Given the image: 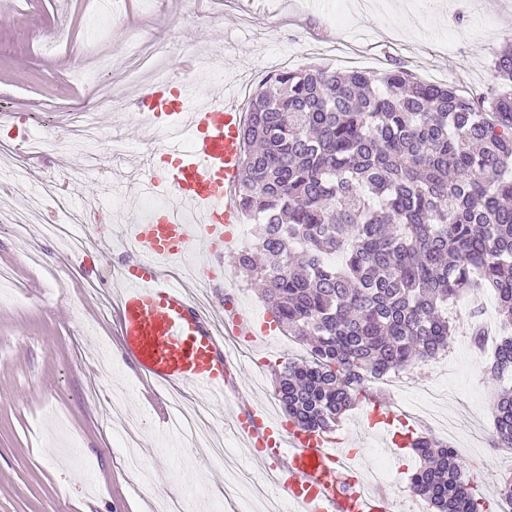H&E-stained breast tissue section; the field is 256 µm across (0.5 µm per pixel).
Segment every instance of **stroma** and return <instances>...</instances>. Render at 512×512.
<instances>
[{"instance_id":"obj_1","label":"stroma","mask_w":512,"mask_h":512,"mask_svg":"<svg viewBox=\"0 0 512 512\" xmlns=\"http://www.w3.org/2000/svg\"><path fill=\"white\" fill-rule=\"evenodd\" d=\"M106 11L104 0H0V112L16 113L39 131L49 152L72 156L58 107L79 102L83 83L120 74L135 31L168 45L165 71L177 73L206 59L195 86L199 94L238 74L244 80L239 105L245 112L261 84L258 70L283 62L293 69L322 63L339 72L378 73L401 63L420 80L452 84L467 96L486 95L496 83L495 55L512 36V0H371L353 11L343 0H264L259 7L252 0L222 6L214 0H124L120 13L99 25ZM327 30L335 42L323 40ZM213 60L222 64L223 76L213 75ZM95 121L103 131L123 132L122 148L130 157L117 163L114 178L51 167L8 180L0 164V210H30L34 185L47 176L62 184L76 208L120 201L111 223L76 226L86 245L67 256L43 231L45 224L62 220L53 206L31 211L24 235L0 224V269L13 281L12 297L0 298V512H167L174 500L185 502L186 512H215L224 499L225 472L213 458V444L223 443L242 482H265L261 467L228 431L226 413L262 402L274 417H282L275 375L288 361L307 358L308 349L279 329L257 337L222 401L201 404L177 390L158 388L168 407L199 409L210 423L209 442L188 448L155 427L154 408L143 395L146 384L116 349L117 318L102 311L113 287L112 233L138 222L151 197L134 163L150 144L134 112L99 111ZM32 253L39 262H29ZM224 270L234 284L236 308L255 325L271 322L257 287L237 273L232 255H225ZM476 302L496 318L492 290L455 301L448 308L456 331L447 353L408 371L410 386L403 393L389 395L382 379L368 390L391 396L406 409L425 388L452 395V402H440L436 410L454 418V438L433 421L417 422L416 429L450 441L474 474L473 496L492 505L505 475L512 474V449L493 458L485 453L499 384L485 374L494 344H487L480 358L471 354L466 320ZM365 422L366 407L360 404L339 419L338 427L367 466L387 464L385 490L393 499L412 498L418 458L407 449L385 448ZM127 428L140 435L136 453L151 468L149 487H133L124 476L118 433Z\"/></svg>"}]
</instances>
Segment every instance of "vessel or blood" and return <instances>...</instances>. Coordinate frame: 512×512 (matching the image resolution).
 I'll use <instances>...</instances> for the list:
<instances>
[{
    "instance_id": "vessel-or-blood-1",
    "label": "vessel or blood",
    "mask_w": 512,
    "mask_h": 512,
    "mask_svg": "<svg viewBox=\"0 0 512 512\" xmlns=\"http://www.w3.org/2000/svg\"><path fill=\"white\" fill-rule=\"evenodd\" d=\"M144 125L161 133L159 151L169 166L143 161L148 188L163 196L161 206L134 225L132 266L122 272L116 303L118 345L149 384L187 387L197 395L223 394L232 359L224 351L220 310H202L189 284L170 278L165 268L176 257L204 252L217 259L227 252L228 226L238 223L242 114L234 83L187 105L170 99L167 83L152 84L141 97ZM394 409L373 402L369 426L386 445L402 448L403 437L389 428ZM236 435L258 448L260 464L295 512H391L382 491L368 489L363 465L331 447L324 436L281 433L267 423L259 405L245 407L232 423Z\"/></svg>"
}]
</instances>
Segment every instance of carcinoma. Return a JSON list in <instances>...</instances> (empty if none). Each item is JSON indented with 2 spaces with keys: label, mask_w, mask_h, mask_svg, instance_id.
Wrapping results in <instances>:
<instances>
[{
  "label": "carcinoma",
  "mask_w": 512,
  "mask_h": 512,
  "mask_svg": "<svg viewBox=\"0 0 512 512\" xmlns=\"http://www.w3.org/2000/svg\"><path fill=\"white\" fill-rule=\"evenodd\" d=\"M497 87L465 97L402 65L346 74L285 70L254 95L240 131L244 213L253 244L235 267L290 336L312 341L276 395L303 432H327L390 371L446 350L448 301L495 291L512 328V38ZM345 254L339 268L324 261ZM488 373H512V336ZM494 440L512 448V387L492 407ZM412 492L435 512H480L447 444L412 442Z\"/></svg>",
  "instance_id": "1"
}]
</instances>
